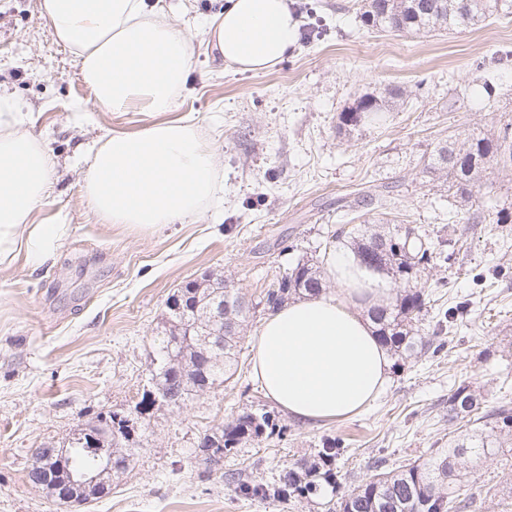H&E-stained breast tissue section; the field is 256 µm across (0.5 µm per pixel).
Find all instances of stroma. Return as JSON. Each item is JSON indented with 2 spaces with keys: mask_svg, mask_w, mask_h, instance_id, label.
<instances>
[{
  "mask_svg": "<svg viewBox=\"0 0 512 512\" xmlns=\"http://www.w3.org/2000/svg\"><path fill=\"white\" fill-rule=\"evenodd\" d=\"M166 17L195 49L179 107L214 150L224 185L218 204L193 221L139 233L104 224L83 194L84 153L115 129L148 123L139 108L96 107L74 56L54 42L39 0H0V92L20 98L57 160L36 221L63 215L69 231L39 267L0 268V512H323L316 503L280 504L235 493L227 471L264 480L340 438L345 495L368 462H423L448 445V391L467 381L495 406L497 380L512 376V220L501 224L487 198L512 195V168L487 170L488 195L470 206L422 170L438 142L512 122V16L455 31L370 33L353 0H291L298 40L269 71L239 73L206 46L204 25L225 0H161ZM484 70H476V60ZM405 88L385 129L341 135L337 116L361 95ZM389 184V210L405 209L436 245L418 281L439 306L468 302L444 350L392 367L385 391L346 419L307 426L278 413L282 436L245 446L207 472L195 460L203 432L265 405L251 378L252 346L266 318L243 331L231 384L183 407L156 406L136 463L112 479L109 495L77 506L27 480L37 448L66 444L101 415L133 409L149 382L153 339L165 303L190 281L220 276L259 301L284 268L314 254L347 224L362 190ZM472 484L471 512H512V446L461 460Z\"/></svg>",
  "mask_w": 512,
  "mask_h": 512,
  "instance_id": "1",
  "label": "stroma"
}]
</instances>
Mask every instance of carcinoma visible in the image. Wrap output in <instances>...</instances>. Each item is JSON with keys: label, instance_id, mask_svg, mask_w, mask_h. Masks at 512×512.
<instances>
[{"label": "carcinoma", "instance_id": "1", "mask_svg": "<svg viewBox=\"0 0 512 512\" xmlns=\"http://www.w3.org/2000/svg\"><path fill=\"white\" fill-rule=\"evenodd\" d=\"M358 18L362 27L378 32L411 33L453 31L475 25L494 14H512V0H358ZM406 100V90L394 85L375 95L367 93L338 114L339 132L364 127L381 126L386 115L399 110ZM512 166V134L509 129L495 134H471L461 142H442L432 151L423 172L440 180L448 195L463 203L479 199L484 174L492 163ZM410 223V215L400 211L392 217H376L365 210L363 220L347 232L362 264L383 274L402 280L395 300L382 309L371 310L375 332L391 356L404 360L426 347L438 353L446 340L441 333L453 330L458 317L464 314L466 303L447 310H438V320L432 336H422L423 320L429 313L428 295L414 285L421 273L433 261L435 246L420 234L408 237L402 231ZM222 280L215 279L199 292L197 311H179L167 306L168 327L156 337L157 357L150 369L151 378L168 391L190 399L200 393L226 386L236 373L234 368L240 329L248 321L255 306L249 304L237 288L224 289V321L235 324V331L224 334L218 341H206L196 334L186 335V327L195 323L207 324L210 296L219 289ZM324 291L321 265L311 260H298L284 269L275 287L269 289L260 303L274 312L291 298ZM484 401L466 382L448 392V420L457 424L448 447L437 448L422 463L389 465L379 457L368 465L370 475L362 479L348 494L325 502L326 512H465L474 499L472 486L466 483L459 470L465 456L477 458L496 455L507 440H512V403L486 410ZM117 421L119 436L103 438L102 447L112 455V471L107 472L97 458L94 445L68 444L54 449L52 456L36 457L33 469L44 475L41 489L52 493L57 484H70L71 473H104L94 485L71 484L74 501L81 503L109 493L112 475L129 468L139 454L138 432L148 429L149 423L128 424V415L112 413ZM274 412L264 408L246 410L229 424L211 428L198 442L196 453L211 448L232 458L241 445H259L276 433ZM344 455L341 443L325 438L322 447L285 466L278 479L261 482L244 478L240 472L229 474L239 495L264 498L285 503L291 500H313L323 497L322 485L336 493L338 479L336 461Z\"/></svg>", "mask_w": 512, "mask_h": 512}]
</instances>
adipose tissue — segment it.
<instances>
[{"label":"adipose tissue","instance_id":"1","mask_svg":"<svg viewBox=\"0 0 512 512\" xmlns=\"http://www.w3.org/2000/svg\"><path fill=\"white\" fill-rule=\"evenodd\" d=\"M57 44L75 56L93 102L111 112L142 106L154 122L115 130L84 173L92 213L106 224L153 231L199 215L220 190L213 151L197 126L176 118L194 51L147 0H40ZM287 0H228L207 29L224 63L265 72L297 41ZM55 160L33 130L24 104L0 94V266L36 265L59 248L64 217L38 224ZM325 276L337 294L289 304L265 319L252 351V375L265 395L304 423L344 419L386 388L391 356L369 311L386 306L382 274L361 267L348 249L330 251Z\"/></svg>","mask_w":512,"mask_h":512}]
</instances>
